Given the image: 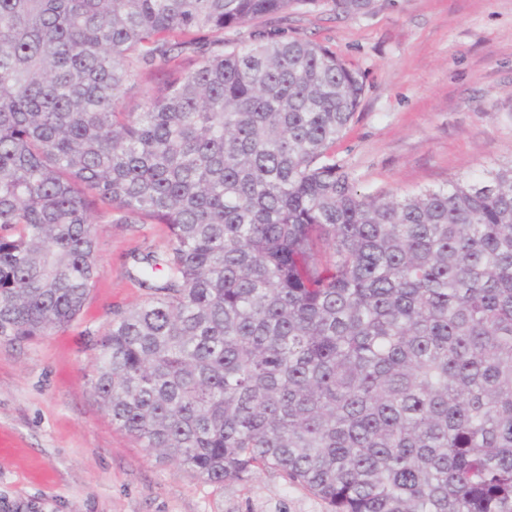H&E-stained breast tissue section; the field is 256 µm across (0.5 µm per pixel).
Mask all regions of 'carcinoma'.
Returning <instances> with one entry per match:
<instances>
[{"instance_id":"obj_1","label":"carcinoma","mask_w":512,"mask_h":512,"mask_svg":"<svg viewBox=\"0 0 512 512\" xmlns=\"http://www.w3.org/2000/svg\"><path fill=\"white\" fill-rule=\"evenodd\" d=\"M380 2L0 0V336L79 317L102 225L164 224L87 379L118 429L329 512H512V164L361 192L360 74L276 25Z\"/></svg>"}]
</instances>
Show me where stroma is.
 Returning <instances> with one entry per match:
<instances>
[{"mask_svg": "<svg viewBox=\"0 0 512 512\" xmlns=\"http://www.w3.org/2000/svg\"><path fill=\"white\" fill-rule=\"evenodd\" d=\"M289 34L357 70L362 103L335 156L362 192L400 196L512 164V0H385L356 18L300 11ZM163 224H106L99 275L79 318L46 336L0 337V512H328L274 470L205 483L127 433L93 396V343L146 293L136 256Z\"/></svg>", "mask_w": 512, "mask_h": 512, "instance_id": "obj_1", "label": "stroma"}]
</instances>
